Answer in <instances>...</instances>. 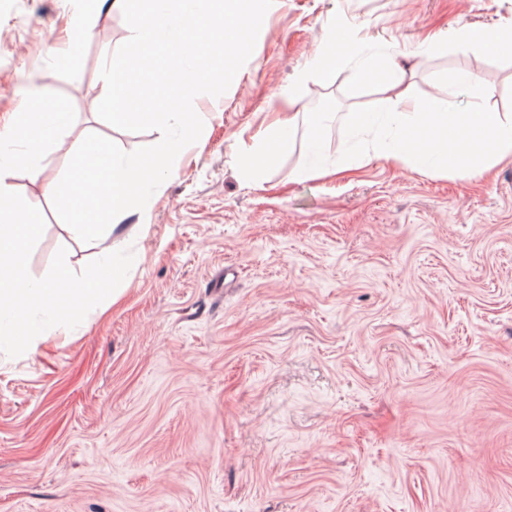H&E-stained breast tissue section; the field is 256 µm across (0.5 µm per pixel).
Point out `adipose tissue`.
<instances>
[{
	"mask_svg": "<svg viewBox=\"0 0 512 512\" xmlns=\"http://www.w3.org/2000/svg\"><path fill=\"white\" fill-rule=\"evenodd\" d=\"M450 40L457 52L498 56L512 52V26L464 27L451 34ZM350 54L362 58L357 81L374 85L381 94L377 109L354 113L351 118L353 131H377L375 156L425 174L452 173L471 178L502 162H512L511 112L492 110L478 100L469 108H461L454 89L426 100L412 97L402 65L391 57L366 53L363 46L349 44L345 37L331 33L300 72L297 85L271 94L270 103L280 112L265 128L253 155L242 158L255 185H263L268 168L292 148L298 118L293 108L299 101L301 84L313 77L325 84L332 82ZM326 118V113H314L307 126V150L297 172L299 179L325 178L339 171L324 148L322 125Z\"/></svg>",
	"mask_w": 512,
	"mask_h": 512,
	"instance_id": "1",
	"label": "adipose tissue"
}]
</instances>
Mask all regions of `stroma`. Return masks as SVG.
Listing matches in <instances>:
<instances>
[{
	"mask_svg": "<svg viewBox=\"0 0 512 512\" xmlns=\"http://www.w3.org/2000/svg\"><path fill=\"white\" fill-rule=\"evenodd\" d=\"M69 0H0V126L26 79L66 95L76 119L39 178L12 173L74 272L98 258L58 217L49 183L91 132L134 151L158 131L102 121L100 48L131 35L99 8L80 79L60 57ZM512 26V0H274L254 51L176 173L110 226L137 262L76 328L0 352V512H512V165L421 174L365 152L353 112L378 95L354 79L307 82L301 112H332V162L350 176L299 180L306 122L255 186L239 164L330 30L411 68L440 95L459 70L512 112V54L455 52V28ZM438 37L428 54L412 52Z\"/></svg>",
	"mask_w": 512,
	"mask_h": 512,
	"instance_id": "obj_1",
	"label": "stroma"
}]
</instances>
